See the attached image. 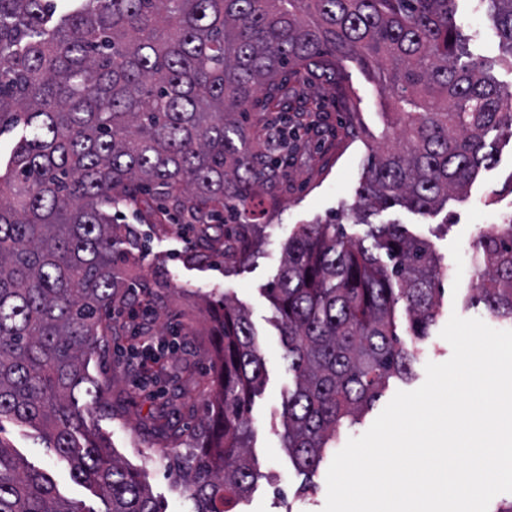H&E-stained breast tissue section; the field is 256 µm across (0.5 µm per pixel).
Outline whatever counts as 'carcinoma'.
<instances>
[{
	"instance_id": "carcinoma-1",
	"label": "carcinoma",
	"mask_w": 512,
	"mask_h": 512,
	"mask_svg": "<svg viewBox=\"0 0 512 512\" xmlns=\"http://www.w3.org/2000/svg\"><path fill=\"white\" fill-rule=\"evenodd\" d=\"M458 0H0V134L21 128L0 161V421L39 429L101 512H162L140 476L88 430L112 411L110 379L87 372L127 300L112 210L147 189L155 224L199 225L200 247L247 260L256 199L288 166V127L320 121L307 77L358 60L383 77L402 145L369 156L355 209L429 214L494 162L486 135L512 138V0H480L499 54L476 55ZM224 212V235L209 226ZM367 246L342 224H302L269 288L294 389L284 447L317 472L344 421L355 424L414 355L439 316L444 271L401 224H372ZM484 275L468 302L512 321V223L476 246ZM222 403L185 491L190 512H229L258 474L251 404L266 368L247 316L224 298ZM83 406H78L79 400ZM0 512H90L0 437Z\"/></svg>"
}]
</instances>
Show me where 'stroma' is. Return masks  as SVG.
<instances>
[{
    "mask_svg": "<svg viewBox=\"0 0 512 512\" xmlns=\"http://www.w3.org/2000/svg\"><path fill=\"white\" fill-rule=\"evenodd\" d=\"M475 6L476 0H460L462 32L478 54L496 55L498 41L492 26L488 19L477 18ZM339 72L335 80L316 76L307 82L308 99L323 105L336 132L320 137L299 130L283 190L264 201L265 214L256 227L263 245L255 258L243 262L220 251L201 250L196 240L183 237L180 225L148 223L133 207L114 214L116 251L127 260L130 273L126 291L148 300L152 314L133 320L120 306L107 313L112 330L102 339L101 353L91 357L88 372L94 378H111L112 411L90 419L88 425L113 455L140 475L163 512L188 509L174 460L200 446L201 433L217 404L219 318L227 298L247 311L266 367L264 386L251 409L250 447L260 478L236 512H323L329 461H322L317 474L309 478L294 468L282 446V401L293 387V377L267 290L298 225L337 218L348 240L364 238L367 228L352 210L364 166L372 153L398 146L401 133L387 113V97L372 73L353 60L343 61ZM509 214L512 139L502 136L496 141L495 164L481 171L466 194L449 200L447 212L424 216L396 205L372 216V223L401 224L430 242L447 272L442 280L443 308L427 337L417 344L412 377L393 380L361 422L342 431L341 441L362 435L397 391L421 386L427 363L451 357L450 344L440 336L451 315L478 318L497 330L512 326L490 318L483 306L467 303L477 278V230L491 228ZM134 335L151 342L174 335L179 345L145 372L124 356ZM165 423L178 431V440L159 435L158 427ZM0 438L25 462L50 472L63 496L100 512L101 501L71 478L68 463L47 450L36 429L7 420L0 424Z\"/></svg>",
    "mask_w": 512,
    "mask_h": 512,
    "instance_id": "1",
    "label": "stroma"
}]
</instances>
